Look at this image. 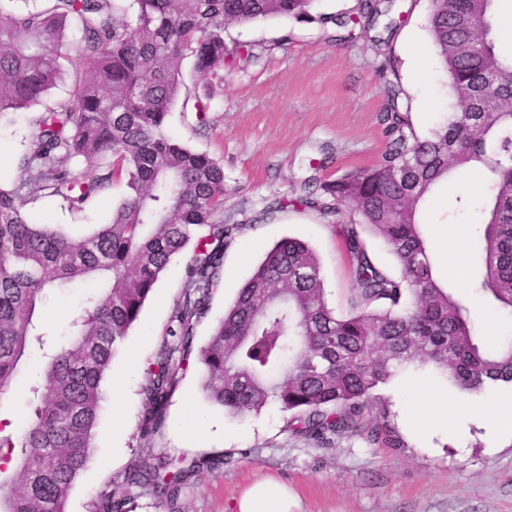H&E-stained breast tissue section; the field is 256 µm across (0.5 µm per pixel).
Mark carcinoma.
Returning <instances> with one entry per match:
<instances>
[{
  "label": "carcinoma",
  "mask_w": 512,
  "mask_h": 512,
  "mask_svg": "<svg viewBox=\"0 0 512 512\" xmlns=\"http://www.w3.org/2000/svg\"><path fill=\"white\" fill-rule=\"evenodd\" d=\"M12 2L0 0V118L41 110L17 160L20 180L0 187V398L32 357L40 365L28 386V427L13 436L0 425V463L13 470L0 480V512H65L92 459L112 361L164 271L188 249L181 298L146 368L145 439L161 425L179 364L193 352L212 403L238 417L274 403L295 433L317 441L362 435L394 445L388 425L366 414L372 391L415 361L469 394L512 388V339L476 335L469 308L439 279L418 221L452 173L484 168L480 289L512 314V53L500 46L498 0H430L426 26L453 98L445 122L419 138L399 108L400 90L389 91L381 160L316 187L307 182L291 200L326 219L349 216L340 230L347 309L330 305L314 249L284 238L197 349L195 328L223 278L225 245L243 225L224 223L223 166L169 135L171 108L179 102L183 117L205 123L224 63L241 58L224 38L231 24L285 17L371 28L393 0H357L339 21L313 15L317 0H35L22 10ZM473 44L480 49L469 50ZM67 74L68 96L43 103ZM118 181L126 193L112 220L85 235L28 218L38 192L80 211ZM366 234L388 247L397 272L376 262ZM79 278L99 287L57 344L42 323L44 302ZM223 465L217 457L175 467L158 457L131 465L123 484L174 505L200 473ZM124 507L110 482L94 503L95 512Z\"/></svg>",
  "instance_id": "cac0c4a2"
}]
</instances>
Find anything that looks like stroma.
Instances as JSON below:
<instances>
[{"instance_id":"1","label":"stroma","mask_w":512,"mask_h":512,"mask_svg":"<svg viewBox=\"0 0 512 512\" xmlns=\"http://www.w3.org/2000/svg\"><path fill=\"white\" fill-rule=\"evenodd\" d=\"M428 0H394L389 14L396 35L384 26L366 30L349 25L329 40L315 22L284 18L229 25L226 42L252 47L253 58L225 67L204 126L172 114L168 132L224 167V221L241 230L224 249V276L214 289L210 310L197 325L203 345L224 309L275 243L296 237L318 254L327 298L345 310L349 267L338 228L316 212L285 207L259 220L275 199H292L309 165L330 180L376 164L385 137L380 112L392 84L399 105L418 136L445 121L451 110L448 76L440 68L427 29ZM28 113L0 122V186L20 177L16 160L24 149ZM485 175L456 172L419 212L424 236L440 277L469 307L481 336L512 334V317L502 314L478 291L482 274L480 209ZM124 194L117 183L70 211L62 200L35 195L28 211L35 223L62 226L81 234L107 223ZM185 257L173 260L158 281L140 319L114 358L106 377L109 398L95 428L90 465L73 487L67 512H91L98 491L121 481L132 462L152 465L220 455L223 468L203 472L169 510L148 491L128 490V512H234L233 502L250 482L272 475L296 494L300 512H512V434L489 438L484 425L464 435L429 438L414 432L410 417L453 419L457 389L432 367L414 364L398 371L372 393L370 416L386 421L396 446L354 437L330 443L289 431L276 405L240 418L211 404L202 388L200 367L180 370L165 420L151 443L140 438V394L144 368L162 347L165 327L181 295ZM90 281L50 293L44 317L51 335H60L81 311ZM25 366L0 399V419L11 432L28 422ZM443 398L430 400L429 388Z\"/></svg>"}]
</instances>
